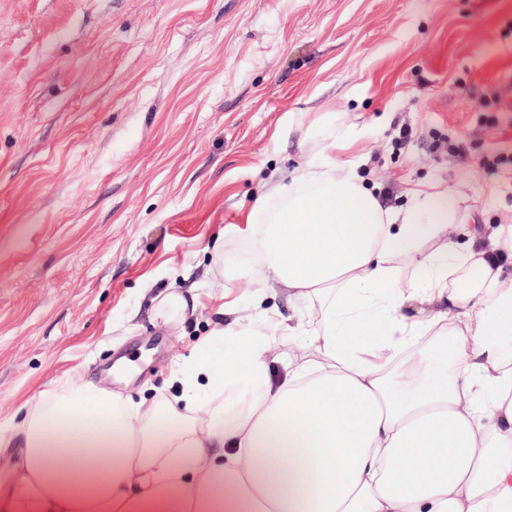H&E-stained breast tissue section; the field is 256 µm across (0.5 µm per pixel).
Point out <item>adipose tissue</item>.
Segmentation results:
<instances>
[{
	"label": "adipose tissue",
	"instance_id": "obj_1",
	"mask_svg": "<svg viewBox=\"0 0 512 512\" xmlns=\"http://www.w3.org/2000/svg\"><path fill=\"white\" fill-rule=\"evenodd\" d=\"M271 195L241 232L255 295L310 311L220 306L174 405L40 394L0 429V512H512V225L476 247L448 192L384 208L324 141ZM271 326L316 356L272 372Z\"/></svg>",
	"mask_w": 512,
	"mask_h": 512
}]
</instances>
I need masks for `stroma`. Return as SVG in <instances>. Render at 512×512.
I'll use <instances>...</instances> for the list:
<instances>
[{"instance_id": "obj_1", "label": "stroma", "mask_w": 512, "mask_h": 512, "mask_svg": "<svg viewBox=\"0 0 512 512\" xmlns=\"http://www.w3.org/2000/svg\"><path fill=\"white\" fill-rule=\"evenodd\" d=\"M348 128L386 206L435 186L512 224V0H0V423L122 355L112 390L178 397L253 290L232 226ZM189 310V303L178 293L172 292L164 296L158 304V314L166 323L173 320L184 321Z\"/></svg>"}]
</instances>
